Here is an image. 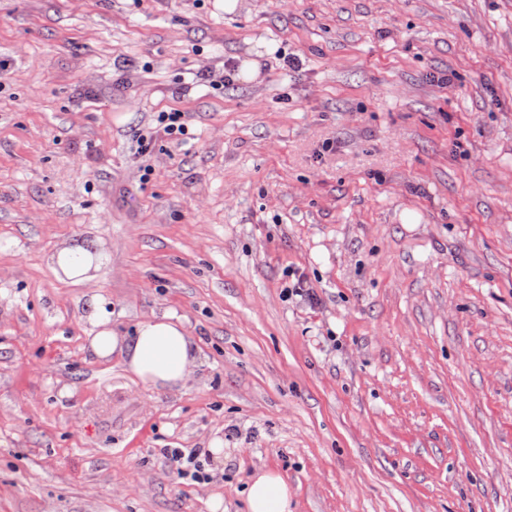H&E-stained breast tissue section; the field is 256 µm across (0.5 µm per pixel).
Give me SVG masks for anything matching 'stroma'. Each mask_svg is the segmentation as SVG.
<instances>
[{
  "label": "stroma",
  "mask_w": 512,
  "mask_h": 512,
  "mask_svg": "<svg viewBox=\"0 0 512 512\" xmlns=\"http://www.w3.org/2000/svg\"><path fill=\"white\" fill-rule=\"evenodd\" d=\"M92 289L182 320L186 388L88 356ZM267 469L512 512V0H0V512H245ZM53 271L61 272L73 283H90L97 279L99 254L88 249L63 247L49 257ZM187 456L184 450L181 448H175L167 454V458L172 467H175L177 474L181 477H187L190 475V478L194 481L200 482L208 480V474L202 471V466L197 463V458L200 455V448H190L187 449ZM189 464V466L184 467V462ZM193 465V471L189 472L188 468Z\"/></svg>",
  "instance_id": "obj_1"
}]
</instances>
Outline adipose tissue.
Segmentation results:
<instances>
[{
	"mask_svg": "<svg viewBox=\"0 0 512 512\" xmlns=\"http://www.w3.org/2000/svg\"><path fill=\"white\" fill-rule=\"evenodd\" d=\"M49 262L54 272L75 283L96 280L100 268L98 254L83 248H60ZM107 305L99 292L85 301L86 350L99 359L119 357L124 370L147 390L183 389L200 364V349L182 322L169 312L155 314L129 336L113 329ZM289 501L288 483L280 473L265 470L251 477L247 512H290Z\"/></svg>",
	"mask_w": 512,
	"mask_h": 512,
	"instance_id": "ef3b65f1",
	"label": "adipose tissue"
}]
</instances>
